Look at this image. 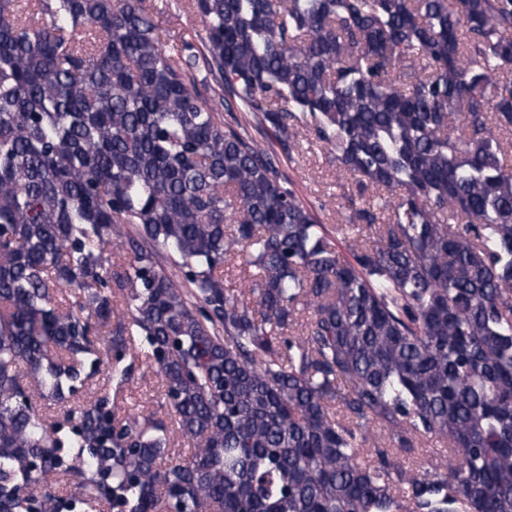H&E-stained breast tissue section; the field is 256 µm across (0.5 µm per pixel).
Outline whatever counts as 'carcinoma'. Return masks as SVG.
<instances>
[{"instance_id": "obj_1", "label": "carcinoma", "mask_w": 512, "mask_h": 512, "mask_svg": "<svg viewBox=\"0 0 512 512\" xmlns=\"http://www.w3.org/2000/svg\"><path fill=\"white\" fill-rule=\"evenodd\" d=\"M191 2L222 112L152 0H0V512H512V0ZM252 122L253 127H249L251 135L261 147L273 153L279 168L292 182L301 199L313 208L320 224H326L333 237L336 236V224L344 222L338 209L341 196L356 191L352 179L336 181V167L329 166L323 153L315 148L305 150L299 157H288L264 128L260 129ZM163 382L156 370L145 364L136 368L124 391L125 407L144 412L158 409L164 403ZM444 454L445 451L441 445L430 443L423 448H418L413 455L404 457L403 463L406 467L415 468L422 465L427 467L428 464L440 462Z\"/></svg>"}]
</instances>
